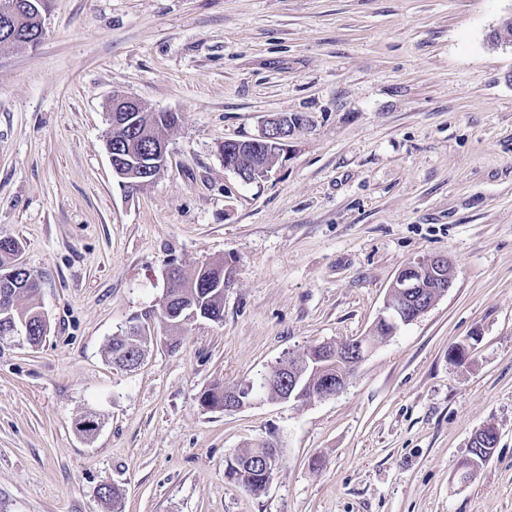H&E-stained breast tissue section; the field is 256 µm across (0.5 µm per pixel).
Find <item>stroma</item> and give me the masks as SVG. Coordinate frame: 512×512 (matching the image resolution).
Wrapping results in <instances>:
<instances>
[{
    "instance_id": "1",
    "label": "stroma",
    "mask_w": 512,
    "mask_h": 512,
    "mask_svg": "<svg viewBox=\"0 0 512 512\" xmlns=\"http://www.w3.org/2000/svg\"><path fill=\"white\" fill-rule=\"evenodd\" d=\"M512 0H46L0 49V235L42 280L39 348L0 342V512H512ZM123 91L173 112L163 171H112ZM307 114L269 178L225 140ZM447 294L338 396L211 411L199 397L370 333L398 272ZM224 263V317H159L167 273ZM152 341L127 371L106 351ZM466 343L463 360L449 350ZM95 414L94 440L73 423ZM498 443L468 484L472 435ZM264 494L224 476L266 440ZM119 489V503L101 498ZM149 341V336H138L132 329L129 332H122L118 336L112 337V341L108 345L107 357L119 366L132 368L135 366L134 362L123 364L126 354H131L135 350L144 356Z\"/></svg>"
}]
</instances>
